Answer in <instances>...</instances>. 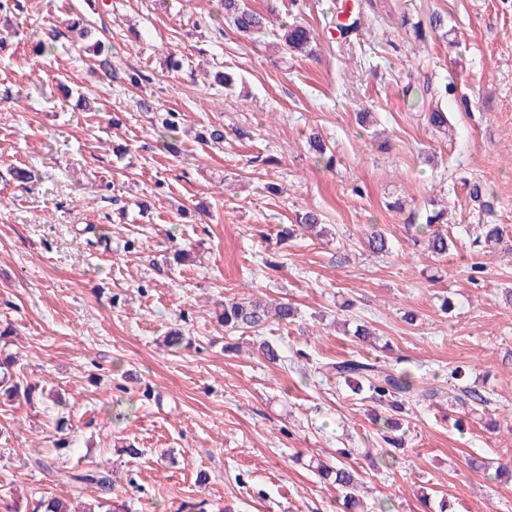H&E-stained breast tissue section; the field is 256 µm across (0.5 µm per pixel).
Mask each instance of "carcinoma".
Wrapping results in <instances>:
<instances>
[{
  "label": "carcinoma",
  "mask_w": 512,
  "mask_h": 512,
  "mask_svg": "<svg viewBox=\"0 0 512 512\" xmlns=\"http://www.w3.org/2000/svg\"><path fill=\"white\" fill-rule=\"evenodd\" d=\"M218 14L233 25L235 30L243 36L261 33L266 30V18L253 11L245 0H218ZM445 27V19L439 13L429 17V25L424 28L420 25L414 27L415 39L427 42L428 37L441 31ZM73 33L72 47L83 49V41L93 37L92 24L87 22L81 14H76L66 20V30L50 29L48 39L52 42L66 36V32ZM281 39L285 49L294 53H312L310 43L314 39L313 33L305 25L295 21L282 29ZM93 51L97 58L99 70L107 77H112V44L97 39L93 42ZM427 123L433 130L448 136V116L443 109L435 108L427 113ZM180 125L179 113L169 112L161 120L158 133L162 147L170 151H177L175 133ZM470 200L478 208L491 212L494 208V193L486 185L476 182L469 189ZM419 215L411 213L408 216V229L424 236L426 249L435 257H442L454 245L448 233L450 216L445 209L432 212L425 217V223H418ZM321 215L308 210L298 216L297 227L301 231L312 232L321 224ZM482 233L477 235L471 243L475 251L494 249L507 243L503 228L498 224L481 225ZM295 309L288 303H279L269 307L266 302L256 297H243L229 300L224 303V327L234 331L257 332L265 328L270 322L288 323L294 319ZM12 362L8 358L0 360V392L11 400H29L32 387L22 384L9 372ZM316 372L324 375H333L336 381L349 382L356 380L353 392L361 393L368 390L369 399L391 411L402 409L403 403L415 399L428 400L437 395L432 388L418 386L416 380L408 371H395L382 368L379 359L371 357L370 353L359 351L335 363H324L316 368ZM457 405L469 412H476L490 403L489 398L478 389L463 386L457 389L454 397ZM349 453L344 452L332 462H324L317 466L319 476L332 482L338 487L344 498L346 508L356 504L355 492L362 483L360 471L348 460ZM60 482L79 490L84 485L94 486L99 497L87 504L84 512H102L107 506L109 496L112 495V470L106 466L98 465L81 473H61ZM33 512H68L67 505L61 500L50 497L38 500Z\"/></svg>",
  "instance_id": "cac0c4a2"
}]
</instances>
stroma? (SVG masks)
I'll use <instances>...</instances> for the list:
<instances>
[{"instance_id":"obj_1","label":"stroma","mask_w":512,"mask_h":512,"mask_svg":"<svg viewBox=\"0 0 512 512\" xmlns=\"http://www.w3.org/2000/svg\"><path fill=\"white\" fill-rule=\"evenodd\" d=\"M341 1L361 6L347 39L331 23ZM105 2L20 0L0 14V355L37 388L32 405L0 397V501H93L56 471L104 464L124 512H336L313 463L347 449L369 512H420L423 486L451 512H512V477L485 466L512 458V255L470 251L478 225L512 237V0H246L272 21L250 37L217 32L216 0ZM75 10L111 42L117 79L67 41L38 50ZM434 12L449 38L416 47L414 24ZM296 20L314 31L311 55L278 38ZM132 68L148 82L127 85ZM225 70L229 89L214 79ZM441 81L454 93L437 103L423 86ZM437 104L445 136L426 122ZM171 110L174 156L154 131ZM214 128L223 145L206 141ZM315 135L333 165L315 161ZM17 167L35 181L18 185ZM473 181L492 188L494 214L469 205ZM396 197L422 213L447 203V256L413 241L407 212L387 207ZM305 210L323 236L282 238ZM377 233L389 252L367 250ZM252 295L291 304L295 320L259 337L225 330V301ZM359 324L375 331L372 355L438 391L401 413L403 448L384 443L371 400L312 370L364 347ZM172 330L176 349L163 344ZM263 339L283 363L259 356ZM457 366L486 411L452 405Z\"/></svg>"}]
</instances>
